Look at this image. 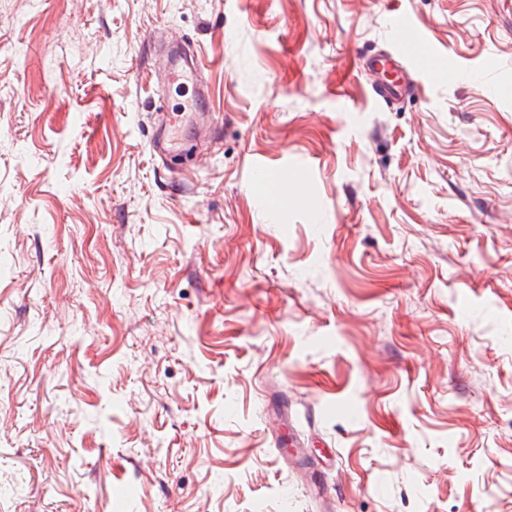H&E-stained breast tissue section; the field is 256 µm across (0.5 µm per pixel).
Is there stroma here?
<instances>
[{"label":"stroma","mask_w":512,"mask_h":512,"mask_svg":"<svg viewBox=\"0 0 512 512\" xmlns=\"http://www.w3.org/2000/svg\"><path fill=\"white\" fill-rule=\"evenodd\" d=\"M0 512H512V0H0ZM392 23L398 31L403 48L411 51L423 40V35L405 15H397ZM201 67L198 62L197 55L192 53L189 60H185L184 64L180 63V60H176V63L171 64L167 69V76L169 80H186L196 81L197 70Z\"/></svg>","instance_id":"35a3bbf8"}]
</instances>
